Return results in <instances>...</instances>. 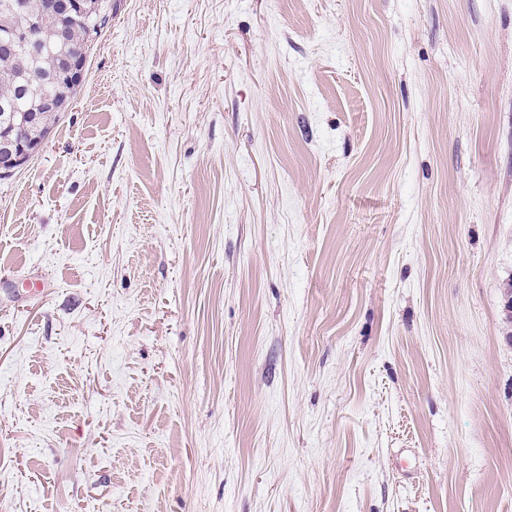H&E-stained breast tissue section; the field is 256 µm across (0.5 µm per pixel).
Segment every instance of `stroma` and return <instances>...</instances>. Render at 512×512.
I'll return each instance as SVG.
<instances>
[{
    "instance_id": "obj_1",
    "label": "stroma",
    "mask_w": 512,
    "mask_h": 512,
    "mask_svg": "<svg viewBox=\"0 0 512 512\" xmlns=\"http://www.w3.org/2000/svg\"><path fill=\"white\" fill-rule=\"evenodd\" d=\"M0 175V512H512V0H107Z\"/></svg>"
}]
</instances>
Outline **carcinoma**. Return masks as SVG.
I'll list each match as a JSON object with an SVG mask.
<instances>
[{"instance_id":"obj_1","label":"carcinoma","mask_w":512,"mask_h":512,"mask_svg":"<svg viewBox=\"0 0 512 512\" xmlns=\"http://www.w3.org/2000/svg\"><path fill=\"white\" fill-rule=\"evenodd\" d=\"M25 9L5 16L16 28L38 23L44 40L53 43L55 30L69 32L66 48L54 46L39 59L27 53L0 48V130L17 132L23 140L40 139L52 133L61 120L71 97L76 95L69 81L58 70L62 52L71 56L86 54L91 47L88 29L63 11L44 13V0H20Z\"/></svg>"}]
</instances>
